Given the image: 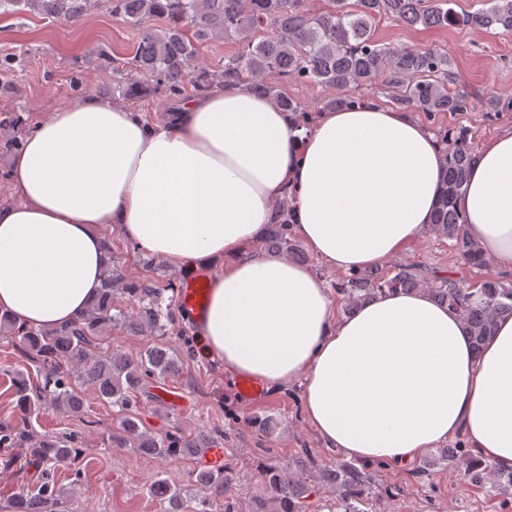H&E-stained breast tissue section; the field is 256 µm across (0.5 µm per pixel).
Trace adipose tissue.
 Returning <instances> with one entry per match:
<instances>
[{"label": "adipose tissue", "mask_w": 512, "mask_h": 512, "mask_svg": "<svg viewBox=\"0 0 512 512\" xmlns=\"http://www.w3.org/2000/svg\"><path fill=\"white\" fill-rule=\"evenodd\" d=\"M443 154L412 112L376 103L318 113L305 128L242 83L153 124L86 97L37 122L12 156L0 314L32 328L82 316L102 285L99 228L109 225L141 252L209 276L203 354L271 387L303 381L326 448L405 463L460 435L510 471L512 316L479 352L455 311L422 291L340 317L309 267L254 249L286 197L294 232L330 267L380 265L431 224ZM456 207L494 270L512 272V127L479 145Z\"/></svg>", "instance_id": "adipose-tissue-1"}]
</instances>
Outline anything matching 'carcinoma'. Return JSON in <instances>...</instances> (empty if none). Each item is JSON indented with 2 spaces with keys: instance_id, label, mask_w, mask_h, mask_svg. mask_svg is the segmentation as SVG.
Here are the masks:
<instances>
[{
  "instance_id": "cac0c4a2",
  "label": "carcinoma",
  "mask_w": 512,
  "mask_h": 512,
  "mask_svg": "<svg viewBox=\"0 0 512 512\" xmlns=\"http://www.w3.org/2000/svg\"><path fill=\"white\" fill-rule=\"evenodd\" d=\"M112 16L137 31L132 70L112 85V94L128 100L140 98L153 82L178 101L191 85L202 91L226 81L246 83L258 95L272 94L265 81L274 73L282 79L311 81L336 89L325 107L336 110L361 108L368 103L355 94L362 86L383 82L396 103L420 112H462L469 95L457 87L448 51L440 48L391 46L374 38L373 23L392 18L409 27L500 29L512 33V0H484L482 7L457 12L454 0H328L329 8L316 12L309 0H102ZM90 0H0V10L30 13L79 22ZM163 25L154 26L153 19ZM235 38L246 43L243 51L224 63L218 73L195 65L201 50L215 39ZM283 108L295 114L302 126L311 121V110L287 96ZM443 184L431 230L453 241L463 265L485 272L479 287L451 271L428 269L409 263L351 273L337 284L345 296L346 311L386 291L421 290L450 306L470 334L474 350L481 351L493 336L494 324L503 315L512 316V283L490 270L481 247L465 232L464 218L456 208L464 192L475 158V145L465 131L446 130ZM293 224L288 201L280 202L271 216L268 239L276 249H290ZM118 269L112 255L105 261V277L98 301L76 321L50 330L25 328L9 316L0 315V335L12 339L19 352L32 363L41 383L33 386L24 373H12L17 411L28 416L50 397L56 409L79 413L84 408V389L92 388L98 399L124 413L121 426L109 436L113 448H136L157 458L199 457L208 447L205 436L179 430L154 436L141 430L133 410L140 397H150L149 384L176 376L190 344L179 355L153 346L133 357L117 355L102 346L112 326L140 332H164L161 319L171 318L162 306L159 289L149 284H129L123 292L134 298L137 312L112 313ZM82 455L80 433L66 436L39 434L31 429L0 424V466L10 468L26 459L40 468V485L34 492L22 488L11 499L8 512H60L62 492L54 471L62 464H77ZM465 465L471 480L483 486L494 477L491 491L512 495V471L487 466L466 448L451 449ZM268 497L276 512H301L311 493L305 480L292 476L278 463L261 471ZM323 484L340 493L344 512H364L357 502L370 489L365 467L342 465L320 469ZM197 494L171 486L157 477L150 494L162 504V512H205L201 506L222 500L233 488L225 471L200 469L193 479Z\"/></svg>"
}]
</instances>
